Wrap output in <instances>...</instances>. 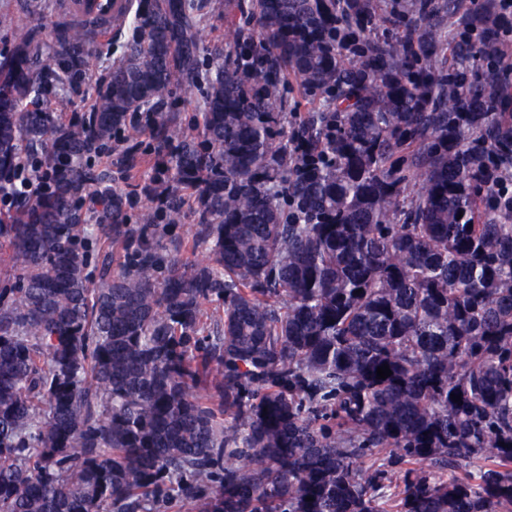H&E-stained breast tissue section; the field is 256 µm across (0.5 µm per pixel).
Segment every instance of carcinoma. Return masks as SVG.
I'll return each instance as SVG.
<instances>
[{
    "instance_id": "1",
    "label": "carcinoma",
    "mask_w": 512,
    "mask_h": 512,
    "mask_svg": "<svg viewBox=\"0 0 512 512\" xmlns=\"http://www.w3.org/2000/svg\"><path fill=\"white\" fill-rule=\"evenodd\" d=\"M203 9L139 0L70 123L69 95L40 94L87 66L86 32L45 43L0 10L17 198L0 512H512V83L485 66L493 7L450 37L460 0H226L224 63L178 135L168 99L198 84ZM134 114L156 154L132 225L88 159ZM33 161L48 183L23 194ZM190 217L203 264L167 252ZM114 243L125 261L93 276L92 246Z\"/></svg>"
}]
</instances>
